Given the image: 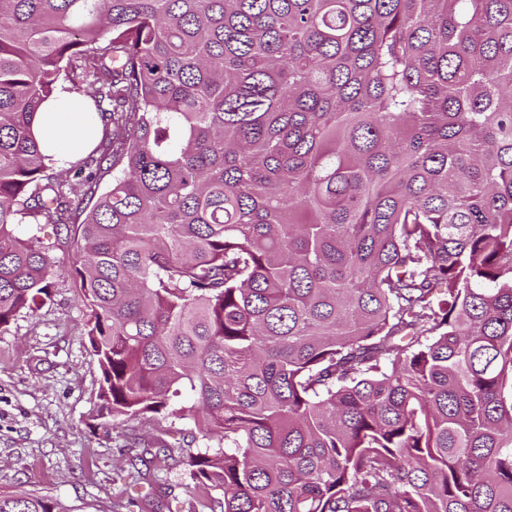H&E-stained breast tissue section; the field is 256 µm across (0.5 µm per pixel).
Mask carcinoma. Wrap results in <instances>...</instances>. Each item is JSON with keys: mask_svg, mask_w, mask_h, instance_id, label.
<instances>
[{"mask_svg": "<svg viewBox=\"0 0 512 512\" xmlns=\"http://www.w3.org/2000/svg\"><path fill=\"white\" fill-rule=\"evenodd\" d=\"M22 224L73 228L99 416L210 442L204 512H512V0H0V328L55 274ZM87 100L76 92H61L37 113L36 130L55 159L72 160L91 145L94 131L85 118Z\"/></svg>", "mask_w": 512, "mask_h": 512, "instance_id": "carcinoma-1", "label": "carcinoma"}]
</instances>
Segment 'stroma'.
<instances>
[{"mask_svg":"<svg viewBox=\"0 0 512 512\" xmlns=\"http://www.w3.org/2000/svg\"><path fill=\"white\" fill-rule=\"evenodd\" d=\"M21 231L37 233L57 268L50 299L0 329V493L48 496L65 512H140L124 492L132 471L124 446L152 441L170 421L150 414L114 426L100 418L101 372L67 272L66 230L25 224ZM203 446L190 442L157 471L170 512H196L184 461Z\"/></svg>","mask_w":512,"mask_h":512,"instance_id":"obj_1","label":"stroma"}]
</instances>
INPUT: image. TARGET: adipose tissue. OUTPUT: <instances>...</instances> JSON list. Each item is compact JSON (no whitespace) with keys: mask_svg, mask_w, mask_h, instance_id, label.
Instances as JSON below:
<instances>
[{"mask_svg":"<svg viewBox=\"0 0 512 512\" xmlns=\"http://www.w3.org/2000/svg\"><path fill=\"white\" fill-rule=\"evenodd\" d=\"M86 102L84 95L62 92L38 112L36 130L56 158L73 159L91 145L94 131L85 118Z\"/></svg>","mask_w":512,"mask_h":512,"instance_id":"obj_1","label":"adipose tissue"}]
</instances>
